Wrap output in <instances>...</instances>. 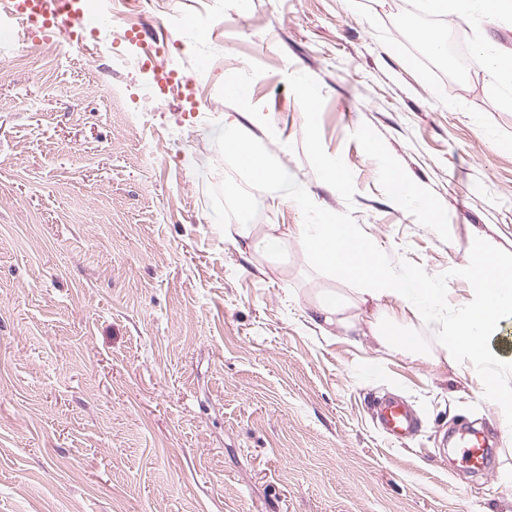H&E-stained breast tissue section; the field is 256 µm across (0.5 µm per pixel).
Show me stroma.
<instances>
[{
    "label": "stroma",
    "mask_w": 512,
    "mask_h": 512,
    "mask_svg": "<svg viewBox=\"0 0 512 512\" xmlns=\"http://www.w3.org/2000/svg\"><path fill=\"white\" fill-rule=\"evenodd\" d=\"M401 25L399 0H143L129 18L111 0L82 40L27 27L0 54V512H512V439L438 337L474 302V246L512 256V99L478 64L451 81L391 50ZM455 27L512 54V21ZM230 71L246 99L225 96ZM228 123L304 205L225 155ZM244 207L285 252L225 241ZM318 212L446 288L436 320L404 323L411 354L368 335L370 305L356 333L306 321L319 292L352 293L306 258ZM383 394L417 413L408 438L377 429ZM465 421L500 450L488 479L448 467Z\"/></svg>",
    "instance_id": "1"
}]
</instances>
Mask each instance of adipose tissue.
Listing matches in <instances>:
<instances>
[{
    "label": "adipose tissue",
    "instance_id": "1",
    "mask_svg": "<svg viewBox=\"0 0 512 512\" xmlns=\"http://www.w3.org/2000/svg\"><path fill=\"white\" fill-rule=\"evenodd\" d=\"M422 12L438 18L476 13L482 16L512 18V0H418ZM224 150L241 161L252 178L284 193L290 200L298 194L273 159L234 126L224 128ZM301 243L310 263L334 273L340 280L356 283L364 298L392 305L383 325L373 330L374 337L388 347L411 352L409 337L403 336L402 324L408 317H421L436 301L438 285L401 272L363 237L354 224L337 223L326 214L317 224L299 227ZM232 244H245L265 256L279 254L285 240L276 225L257 227L239 224L228 232ZM474 261L481 267L482 286L477 291L469 313L444 328L442 344L449 360L466 358L480 366L486 397L497 408L503 423L512 426V361L489 354V332L503 314L512 311V261L502 262L476 250ZM348 301L340 294L326 292L310 306L307 321L322 335L332 328H351L346 315Z\"/></svg>",
    "mask_w": 512,
    "mask_h": 512
}]
</instances>
